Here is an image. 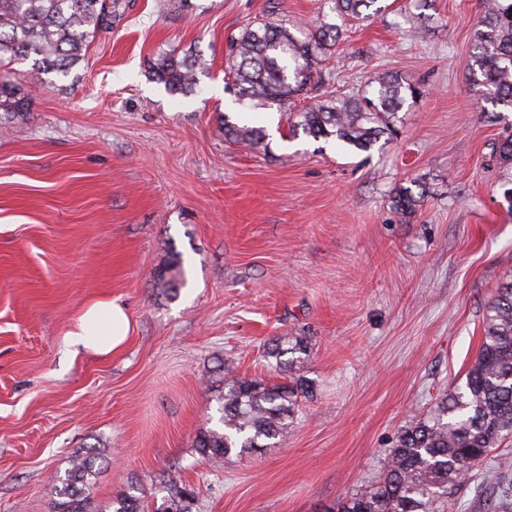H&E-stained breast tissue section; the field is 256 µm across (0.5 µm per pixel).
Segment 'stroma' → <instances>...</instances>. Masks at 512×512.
Instances as JSON below:
<instances>
[{"label": "stroma", "instance_id": "1", "mask_svg": "<svg viewBox=\"0 0 512 512\" xmlns=\"http://www.w3.org/2000/svg\"><path fill=\"white\" fill-rule=\"evenodd\" d=\"M347 21L320 63L359 92L391 72L421 97L370 152L291 136L276 110L226 90L230 35L278 20L336 22L330 0H128L68 74L17 64L29 110L0 118V512H52L47 484L101 449L88 512L164 476L192 512H331L380 476L401 428L463 384L488 300L512 280V109L469 74L481 0H382ZM201 51L198 91L150 69ZM263 129L266 151L224 137ZM423 200L400 215L398 187ZM187 284L156 286L171 255ZM116 298L132 330L108 355L72 352L86 306ZM309 339L313 383L275 447L214 468L195 450L218 416L224 368L286 383L267 341ZM476 464L453 512H486L496 461Z\"/></svg>", "mask_w": 512, "mask_h": 512}]
</instances>
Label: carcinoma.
Here are the masks:
<instances>
[{
	"label": "carcinoma",
	"instance_id": "1",
	"mask_svg": "<svg viewBox=\"0 0 512 512\" xmlns=\"http://www.w3.org/2000/svg\"><path fill=\"white\" fill-rule=\"evenodd\" d=\"M333 10L363 22L382 11L378 0H332ZM376 6L374 13L366 12ZM119 0H0V111L28 110L11 71L18 61L34 60L37 70L68 73L82 60L92 39L112 28ZM323 22L304 37L287 26L265 22L230 37L226 48L228 74L236 100L251 110L287 111L290 101L312 83L313 72L338 35ZM209 60L196 50L184 56L165 54L151 64L157 79L173 92H193ZM470 74L472 85L494 105L512 108V2L484 0L483 16L474 32ZM372 94L325 96L301 112H289L293 135L334 139L359 151H370L384 135L394 132L395 115L406 98L422 90L383 72L373 78ZM224 137L251 150L267 149L263 130L224 118ZM394 203L401 214L415 211L420 200L399 188ZM186 284L182 262L162 272L157 286L177 292ZM305 336H279L264 348V357L291 375L286 384L261 379L224 377L220 395V429L199 433L195 450L218 467L232 456H244L274 446L294 419L299 398L310 381L298 374L308 360ZM464 385L447 395L426 415L401 430L389 453L386 470L376 483L336 503L332 512H449L470 469L491 449L512 436V283L498 289L486 306L484 333ZM95 448L75 456L65 478L49 484L52 512H86V491L95 476ZM161 512H190L194 488L171 475L164 481ZM113 512H142L141 497L124 494Z\"/></svg>",
	"mask_w": 512,
	"mask_h": 512
}]
</instances>
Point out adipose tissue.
<instances>
[{
    "mask_svg": "<svg viewBox=\"0 0 512 512\" xmlns=\"http://www.w3.org/2000/svg\"><path fill=\"white\" fill-rule=\"evenodd\" d=\"M129 317L122 305L112 300L89 304L67 334L70 346L109 354L121 349L130 333Z\"/></svg>",
    "mask_w": 512,
    "mask_h": 512,
    "instance_id": "1",
    "label": "adipose tissue"
}]
</instances>
